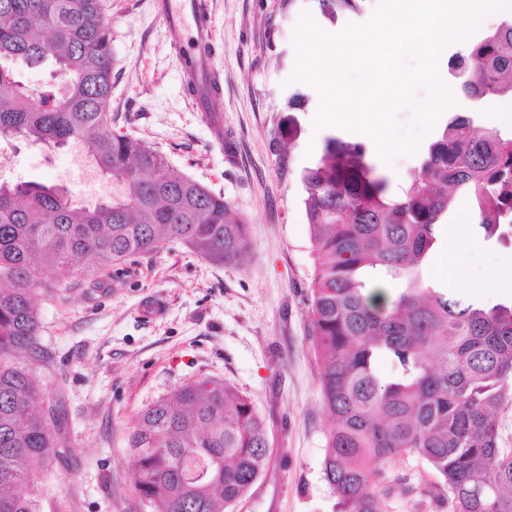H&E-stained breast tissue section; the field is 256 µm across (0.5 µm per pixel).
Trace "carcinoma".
I'll list each match as a JSON object with an SVG mask.
<instances>
[{
    "label": "carcinoma",
    "instance_id": "cac0c4a2",
    "mask_svg": "<svg viewBox=\"0 0 512 512\" xmlns=\"http://www.w3.org/2000/svg\"><path fill=\"white\" fill-rule=\"evenodd\" d=\"M49 56L62 91L17 79V65ZM112 61L105 0H0V138L78 141L119 185L112 199L79 207L55 186L0 181V512H38L29 464L67 452L61 412L37 411L46 395L21 360L36 354L43 276L104 272L172 242L238 264L248 245L224 196L159 163L158 149L112 132ZM449 70L471 112L489 96H512V20ZM301 182L316 262L309 315L332 419L323 474L336 512H382L385 467L408 455L435 472L448 512H512V451L499 448L496 424L512 405V306L487 309L419 278L458 197L487 235L512 224V136L479 132L458 115L395 191L365 145L331 135ZM371 272L408 285L371 293ZM380 358L391 375L378 372ZM209 384L190 380L136 417L133 484L152 512H226L269 465L252 401L220 379Z\"/></svg>",
    "mask_w": 512,
    "mask_h": 512
}]
</instances>
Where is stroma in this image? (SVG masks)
<instances>
[{
  "instance_id": "stroma-1",
  "label": "stroma",
  "mask_w": 512,
  "mask_h": 512,
  "mask_svg": "<svg viewBox=\"0 0 512 512\" xmlns=\"http://www.w3.org/2000/svg\"><path fill=\"white\" fill-rule=\"evenodd\" d=\"M152 3L106 0L112 129L159 148L175 170L223 195L248 228L247 253L241 263L216 265L174 243L108 273L44 275L30 374L60 410L69 452L31 465L41 512H151L133 486L129 431L147 406L202 376L250 397L269 433V466L233 512H336L322 472L331 420L309 317L315 260L299 176L329 135L364 143L372 160L380 155L367 133L315 128L319 93L292 78L294 31L305 12L331 34L367 23L378 0L340 12L320 0H209L220 141L192 102L175 34ZM0 178L60 185L83 205L114 189L77 144L1 140ZM451 232L471 248L457 273L438 277ZM422 277L486 308L511 305L512 239L485 238L460 201L444 217ZM153 300L160 309L144 318ZM436 482L418 457L396 459L381 484L383 512H439L429 495Z\"/></svg>"
}]
</instances>
